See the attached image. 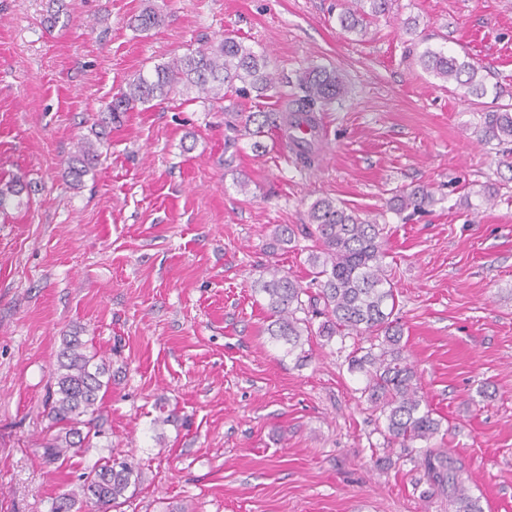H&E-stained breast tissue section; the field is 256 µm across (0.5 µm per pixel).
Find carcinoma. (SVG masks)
<instances>
[{"mask_svg":"<svg viewBox=\"0 0 512 512\" xmlns=\"http://www.w3.org/2000/svg\"><path fill=\"white\" fill-rule=\"evenodd\" d=\"M393 0H350L338 15L347 32L365 33L369 19L390 11ZM424 69L445 83L452 82L477 98L500 86L487 84L483 67L454 56L443 49L428 48L419 56ZM301 94L288 97L280 90L279 78L270 70L267 56L254 51L238 36H225L202 50L173 57L155 66L154 73H138L112 96L105 111L112 118L130 112L154 100L182 96L192 102L190 93L222 103L233 96L243 99H273L275 106L257 112H234L229 127L254 139L274 133L289 140L297 164L312 168L317 161L319 125L315 112L343 92V81L334 70L313 67L299 79ZM484 133L488 139L512 143V107L505 105L484 114ZM101 153L96 142L82 138L67 161L72 184L79 187L94 168ZM28 184L20 179L0 181V214L22 204ZM436 204L434 194L425 186L402 190L392 197L390 209L408 216L423 214ZM308 236L314 245L307 264L316 285L312 292L288 272L276 265L265 267L264 276L254 285L263 295L270 338L285 347L286 356L296 363L308 360L305 344L316 335L331 341L337 335H365L370 345L355 349L348 370L364 377V396L384 420V432L391 442L408 446L429 442L441 431V420L419 393L415 365L402 344L403 329L396 310L398 292L387 274L384 227L377 218L361 216L343 203L320 198L308 211ZM319 325H314L315 320ZM97 354L80 336L63 340L52 372L47 403L49 414L67 426L65 434L45 447L47 457L55 460L71 449H80L88 435L82 428L97 430V403L100 392L108 390L103 380L108 372L105 362H96ZM423 464L428 477L451 487L456 512H482L479 499L470 495L463 483L462 469L448 450L426 447ZM135 465L128 461L106 460L81 474L79 492L61 494L53 512H72L81 500L95 512H112L132 485Z\"/></svg>","mask_w":512,"mask_h":512,"instance_id":"carcinoma-1","label":"carcinoma"}]
</instances>
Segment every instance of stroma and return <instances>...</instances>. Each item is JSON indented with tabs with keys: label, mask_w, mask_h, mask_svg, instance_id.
Here are the masks:
<instances>
[{
	"label": "stroma",
	"mask_w": 512,
	"mask_h": 512,
	"mask_svg": "<svg viewBox=\"0 0 512 512\" xmlns=\"http://www.w3.org/2000/svg\"><path fill=\"white\" fill-rule=\"evenodd\" d=\"M48 3L0 0V178L31 186L0 214V512H52L104 457L138 466L117 512H452L420 449L388 442L362 398L356 338H312L299 365L265 331V267L311 284V239L272 230L323 197L384 217L403 340L445 430L430 445L483 512H512V143L481 131L512 103V0H394L362 35L341 29L336 0H63L50 31ZM148 7L163 24L134 29ZM229 32L288 92L308 66L339 73L316 167L234 139L202 99L106 119L135 73ZM429 47L485 66L500 97L426 72ZM95 129L100 162L77 188L66 160ZM475 184L493 204L467 207ZM418 185L437 203L402 221L388 202ZM75 331L112 384L100 434L63 462L44 454L60 432L46 399Z\"/></svg>",
	"instance_id": "1"
}]
</instances>
